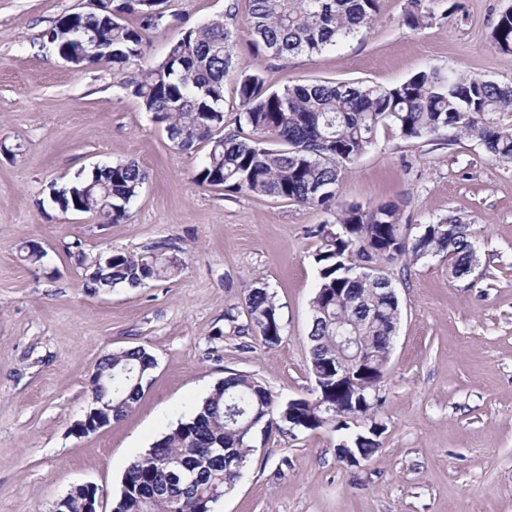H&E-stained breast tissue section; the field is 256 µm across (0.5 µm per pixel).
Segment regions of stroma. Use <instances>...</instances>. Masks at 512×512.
Here are the masks:
<instances>
[{"mask_svg":"<svg viewBox=\"0 0 512 512\" xmlns=\"http://www.w3.org/2000/svg\"><path fill=\"white\" fill-rule=\"evenodd\" d=\"M229 0H170L178 18L149 34L160 58L184 27L223 18ZM409 0H381L362 39L314 56L256 59L271 89L316 80L395 86L426 64L512 84V53L491 38L512 0H432V25L403 23ZM86 0H0V512H50L71 486L108 496L129 464L225 373L254 375L282 400L308 396L310 302L319 209L199 185V154L119 87L111 67L73 71L46 33ZM134 161L146 181L128 220L62 211L51 187L94 165ZM341 202L400 207L404 233L454 215L477 261L464 278L435 257L389 266L400 320L381 383L378 451L358 468L336 458L340 433H273L218 512H512V164L440 130L404 139L380 129L348 169ZM43 256L28 259L30 245ZM163 246L178 273L136 289L87 290L110 252ZM274 293L285 331L267 348L242 318L251 285ZM142 346L157 366L140 400L85 437L101 358Z\"/></svg>","mask_w":512,"mask_h":512,"instance_id":"35a3bbf8","label":"stroma"}]
</instances>
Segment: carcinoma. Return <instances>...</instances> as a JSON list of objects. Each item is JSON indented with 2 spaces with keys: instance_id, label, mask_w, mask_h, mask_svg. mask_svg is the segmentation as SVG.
I'll list each match as a JSON object with an SVG mask.
<instances>
[{
  "instance_id": "1",
  "label": "carcinoma",
  "mask_w": 512,
  "mask_h": 512,
  "mask_svg": "<svg viewBox=\"0 0 512 512\" xmlns=\"http://www.w3.org/2000/svg\"><path fill=\"white\" fill-rule=\"evenodd\" d=\"M168 0H103L102 10L87 18L61 17L49 31L58 54L76 49L69 30L84 24L95 33V49L80 64L112 65L121 87L137 98L152 119L164 125L177 150L193 154L206 149L196 174L201 186L222 187L333 211L334 221L319 224L314 253L318 286L311 301L310 373L320 389L307 398L285 402L257 378L231 372L189 416L179 421L128 466L112 512H215L231 491L255 451L258 431L332 432L351 430L349 418L373 415L380 405L377 364L390 358L398 303L379 267L399 258L413 264L440 256L448 274L469 271L476 261L472 230L459 218L427 224L412 238L399 235V207L383 203L364 208L337 202V187L348 166L375 144L381 127L405 139H422L442 129L478 141L488 156L512 163V128L498 115L512 112V85L479 75L452 76L430 64L409 79L383 88L350 82L313 81L272 91L261 73L249 68L237 52L236 4L227 20L190 26L164 55L146 62L147 35L168 18ZM380 0H248L245 17L253 57L313 55L350 39L365 37L373 27ZM429 0H412L404 23L420 30L434 20ZM492 38L498 50L512 53V8L495 22ZM239 72L236 94L245 123L225 126L224 78ZM146 180L133 162H118L79 175L61 194L67 206L114 222L129 218V205ZM112 209L100 208L102 201ZM178 258L156 252H117L86 282L93 291L139 288L151 279L178 272ZM247 322L238 332L261 337L274 348L284 327L274 293L254 285L245 296ZM340 336H360L375 360L357 368L362 384L354 395L336 375ZM156 367L143 347L104 356L91 380L112 394L103 416L121 420L140 399ZM354 446L369 459L379 440L357 432ZM180 460L195 481L174 479L172 461ZM87 495L66 492L62 512H87Z\"/></svg>"
}]
</instances>
